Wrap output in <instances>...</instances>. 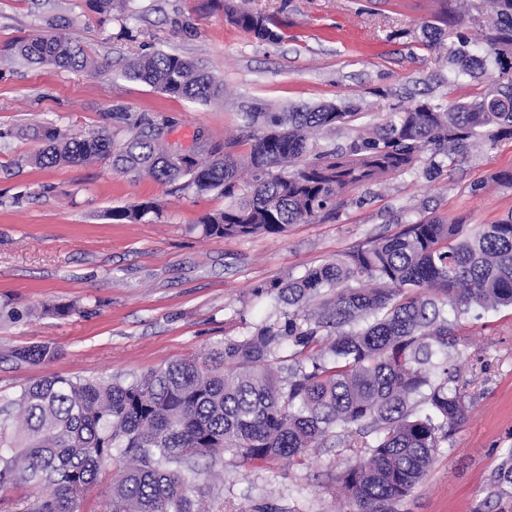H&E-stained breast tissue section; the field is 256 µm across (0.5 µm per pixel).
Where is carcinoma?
<instances>
[{
  "label": "carcinoma",
  "mask_w": 512,
  "mask_h": 512,
  "mask_svg": "<svg viewBox=\"0 0 512 512\" xmlns=\"http://www.w3.org/2000/svg\"><path fill=\"white\" fill-rule=\"evenodd\" d=\"M245 2L226 0L225 13L255 39L276 40ZM447 21L451 81L487 79L469 101L411 97L335 145L313 136L352 128L361 118L352 105L253 108L242 113L248 153L234 151L236 137L224 142V154L196 151L185 166L162 146L163 127L151 122L119 145L106 130L68 137L40 126L31 133L43 143L35 163L106 161L119 173L168 183L188 176L197 192L224 196V209L200 220L205 235L280 236L293 224L334 217L356 189L419 172L432 178L479 140L512 139V0H491V34L480 53L464 14L452 9ZM9 50L74 73L102 67L63 31L29 35ZM121 73L183 101L224 97L211 72L174 54L132 58ZM152 209L114 208L109 217L133 222ZM269 288L288 310L203 357L128 382L52 374L0 395L8 408L0 419V488L43 491L33 512H78L117 449L124 464L101 512H206L192 497L193 481L226 453L252 467L298 465L312 448L371 436L368 455L339 482L350 512H395L467 417L459 372L447 356L458 317L471 308H512V214L477 227L419 218ZM285 348L291 354L283 358ZM57 357L45 344L0 350V362L16 368ZM418 402L425 412L416 411ZM495 481L512 484V448Z\"/></svg>",
  "instance_id": "carcinoma-1"
}]
</instances>
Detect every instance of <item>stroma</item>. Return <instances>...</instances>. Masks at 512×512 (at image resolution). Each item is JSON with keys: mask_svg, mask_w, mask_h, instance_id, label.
I'll return each mask as SVG.
<instances>
[{"mask_svg": "<svg viewBox=\"0 0 512 512\" xmlns=\"http://www.w3.org/2000/svg\"><path fill=\"white\" fill-rule=\"evenodd\" d=\"M447 0H249L278 34L261 42L227 18L217 0H130L103 15L88 0H0V46L50 22L69 25L107 72L76 74L31 66L0 53V347L49 343L60 357L19 369L0 364V394L42 376L128 381L174 360L200 357L248 334L282 311L267 289L353 246L395 233L422 214L489 224L512 213V186L492 183L512 171V139L473 146L436 178L418 174L359 190L337 218L295 224L282 236L225 240L202 233L200 218L222 210L223 196L134 177L105 162L44 169L33 126L69 134L130 135L137 119L164 123L174 150L223 148L239 135V114L325 102L388 111L412 93L437 101L469 99L483 82L448 83L451 36L428 41ZM165 51L219 76L221 100L199 106L124 79L127 58ZM488 190L475 194L474 182ZM155 208L136 223L112 209ZM69 305L66 316L45 314ZM451 352L470 412L442 443L424 479L399 512H512V485L495 471L512 448V310H474L459 319ZM366 448L340 443L309 451L301 464L261 468L225 455L223 481L194 484L213 512L270 503L277 512H337L336 478Z\"/></svg>", "mask_w": 512, "mask_h": 512, "instance_id": "35a3bbf8", "label": "stroma"}]
</instances>
